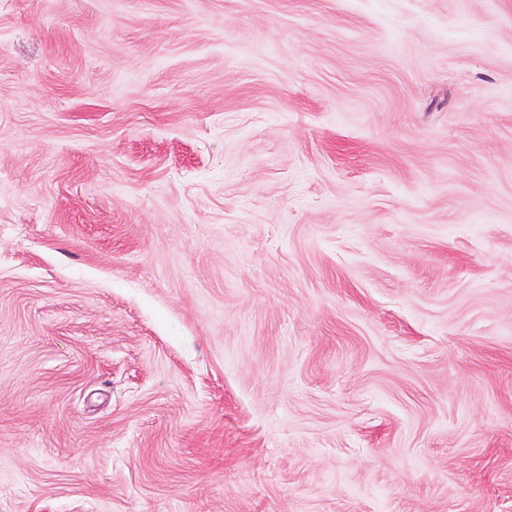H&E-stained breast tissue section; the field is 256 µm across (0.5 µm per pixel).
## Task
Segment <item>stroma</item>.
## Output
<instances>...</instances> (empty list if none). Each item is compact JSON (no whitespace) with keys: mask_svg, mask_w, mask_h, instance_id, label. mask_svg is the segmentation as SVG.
<instances>
[{"mask_svg":"<svg viewBox=\"0 0 512 512\" xmlns=\"http://www.w3.org/2000/svg\"><path fill=\"white\" fill-rule=\"evenodd\" d=\"M0 512H512V0H0Z\"/></svg>","mask_w":512,"mask_h":512,"instance_id":"35a3bbf8","label":"stroma"}]
</instances>
